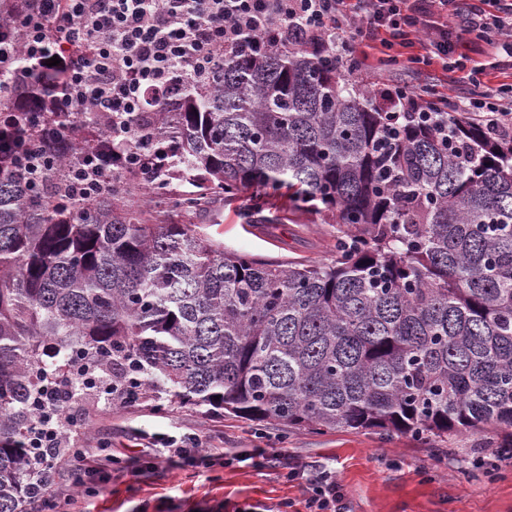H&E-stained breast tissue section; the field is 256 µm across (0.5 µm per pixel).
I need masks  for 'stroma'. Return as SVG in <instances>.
Instances as JSON below:
<instances>
[{"label": "stroma", "instance_id": "obj_1", "mask_svg": "<svg viewBox=\"0 0 512 512\" xmlns=\"http://www.w3.org/2000/svg\"><path fill=\"white\" fill-rule=\"evenodd\" d=\"M465 66L485 65L484 80L497 87L512 84V58L500 53L478 32L461 35L454 53ZM411 78L439 95L459 92V73L440 65L420 66L408 73L403 61L383 71L367 69L353 83L373 85L379 74ZM200 232L226 247L261 259L327 260L336 251V231L316 219L305 224H248L238 206L224 207L219 216L197 217ZM92 451L125 464L139 455L151 438L191 436L212 448L243 452L274 448L284 462L301 467L327 464L344 492V512H512V461L482 475L473 466L489 435L458 436L437 443L408 436L383 438L376 432L311 433L281 424L257 423L232 416H213L200 408H185L159 397L157 405L125 409L107 398L81 402ZM294 512H306L299 481L287 478L282 465L262 470L211 466L199 462L180 468L156 465L140 481H116L110 490L88 484L80 489L83 512H234L262 504L276 512L281 501Z\"/></svg>", "mask_w": 512, "mask_h": 512}]
</instances>
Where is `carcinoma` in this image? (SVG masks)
Returning <instances> with one entry per match:
<instances>
[{
  "label": "carcinoma",
  "instance_id": "cac0c4a2",
  "mask_svg": "<svg viewBox=\"0 0 512 512\" xmlns=\"http://www.w3.org/2000/svg\"><path fill=\"white\" fill-rule=\"evenodd\" d=\"M20 6L0 0L13 41ZM331 53L229 58L211 87L186 82L147 113L188 184L149 210L133 176L67 206L0 155V512H23L42 479L30 436L44 396L73 409L77 371L110 375L118 397L157 388L290 429L489 433L512 457V139L453 112L395 125ZM65 83L22 68L0 111L36 100L76 147L103 140L95 115L54 107ZM237 201L263 224L336 225V254L261 262L160 210Z\"/></svg>",
  "mask_w": 512,
  "mask_h": 512
}]
</instances>
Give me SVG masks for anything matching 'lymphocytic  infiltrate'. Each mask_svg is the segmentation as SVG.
<instances>
[{
    "label": "lymphocytic infiltrate",
    "instance_id": "obj_1",
    "mask_svg": "<svg viewBox=\"0 0 512 512\" xmlns=\"http://www.w3.org/2000/svg\"><path fill=\"white\" fill-rule=\"evenodd\" d=\"M22 25L26 60L43 67L56 57L69 74L60 108H92L107 128L106 143L85 148L61 175L70 203L93 201L125 173L150 189L167 182L173 156L155 147L142 112L150 102L177 95L184 80L207 87L232 53L254 56L297 43L327 47L336 70L352 75L369 67L367 51L377 46L402 48L410 65L448 62L460 25L492 36L512 54V0H482L465 11L456 0H33ZM482 73L475 67L467 74L475 88L468 95L429 100L423 89L389 79L378 80L374 93L398 123L457 112L491 134L512 138V88L483 86ZM42 119L38 107L0 113V126L16 134L5 146L12 168L35 186L48 177L52 156L72 149L70 132L60 125L51 128L47 148L25 135ZM85 437L77 425L34 436L35 447L45 451L40 469L47 475L46 491L31 499L39 512H80L70 481L75 471L105 483L126 474L113 470L111 461H88ZM289 475L305 478L308 512H341L344 494L330 471L306 475L294 466Z\"/></svg>",
    "mask_w": 512,
    "mask_h": 512
}]
</instances>
